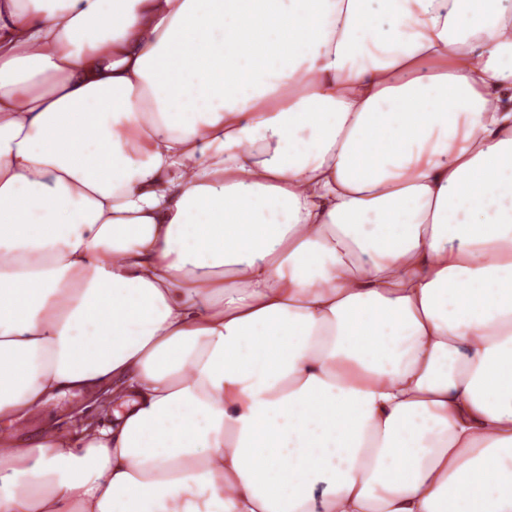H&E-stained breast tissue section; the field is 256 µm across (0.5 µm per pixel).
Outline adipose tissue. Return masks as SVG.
Segmentation results:
<instances>
[{
  "label": "adipose tissue",
  "instance_id": "adipose-tissue-1",
  "mask_svg": "<svg viewBox=\"0 0 512 512\" xmlns=\"http://www.w3.org/2000/svg\"><path fill=\"white\" fill-rule=\"evenodd\" d=\"M106 385L0 512H512V0H0V421Z\"/></svg>",
  "mask_w": 512,
  "mask_h": 512
}]
</instances>
